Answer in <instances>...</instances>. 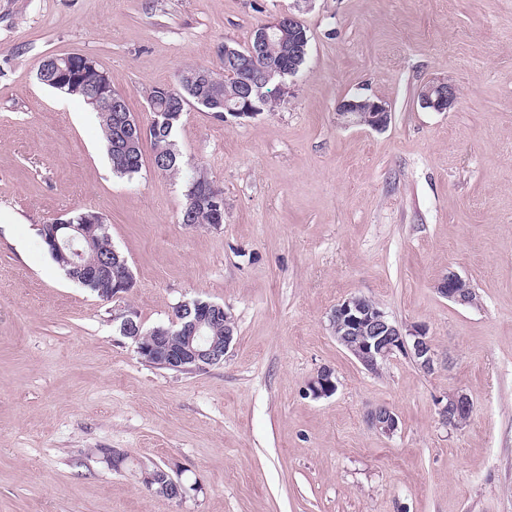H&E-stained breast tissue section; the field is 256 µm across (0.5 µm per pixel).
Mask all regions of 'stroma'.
I'll return each mask as SVG.
<instances>
[{"label":"stroma","instance_id":"35a3bbf8","mask_svg":"<svg viewBox=\"0 0 512 512\" xmlns=\"http://www.w3.org/2000/svg\"><path fill=\"white\" fill-rule=\"evenodd\" d=\"M288 12L309 48L287 94L241 123L190 108L176 176L148 142L115 176L97 112L37 79L90 57L147 128L153 87ZM438 80L445 112L419 104ZM354 96L387 102L385 131L337 126ZM194 166L221 228L180 222ZM85 211L132 271L120 298L67 279L38 234ZM451 271L476 304L438 293ZM355 295L425 325L435 371L398 353L367 372L328 327ZM193 299L235 320L223 363L160 369L119 332L123 311L150 329ZM324 367L336 393L306 395ZM376 405L393 436L367 425ZM156 466L185 499L147 489ZM0 512H512V0H0ZM456 98L455 88L445 81L432 82L420 95L421 105L436 112L447 111ZM471 414V403L464 394L449 396L447 402L440 408L443 423L453 428L466 422ZM367 420L372 429L388 437L393 436L399 427L396 414L387 406L371 408L368 411Z\"/></svg>","mask_w":512,"mask_h":512}]
</instances>
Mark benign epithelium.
I'll use <instances>...</instances> for the list:
<instances>
[{"label": "benign epithelium", "mask_w": 512, "mask_h": 512, "mask_svg": "<svg viewBox=\"0 0 512 512\" xmlns=\"http://www.w3.org/2000/svg\"><path fill=\"white\" fill-rule=\"evenodd\" d=\"M279 34L288 53V59L305 57L307 38L303 24L290 14H280L254 30L253 42L249 45L250 67L259 69L265 78L271 79L277 73L275 66L263 60L265 45L271 36ZM57 72L55 86L64 84L77 73V65L92 64L91 58L80 55L76 58L55 56L52 58ZM453 85L438 81L429 84L420 95L421 105L436 112L447 111L456 101ZM391 121L388 104L371 97H352L341 100L336 107V123L342 127L366 126L376 131L386 129ZM196 183L214 211L215 224L221 227L224 219V197L217 193V187L203 168L195 170ZM97 223L79 220H58L53 225L50 246L60 264L73 263L75 245L92 244L96 239ZM97 269L112 279V292L107 299L119 297L126 290L129 269L126 259L117 251L112 258L102 260ZM437 291L443 297L459 304H471L475 293L469 283L456 273H450L437 284ZM224 318V339L205 335L212 323ZM137 315L129 310L119 316L121 334L137 346L140 357L157 367L176 372L204 370L224 361V355L234 340V320L224 306L195 299L184 301L174 308L172 324L180 327L179 336L171 335L172 328H155L151 335L141 333ZM329 328L336 341L347 349L371 372L378 373L382 365L397 352L411 357L424 371L435 369L436 354L423 325L403 327L391 320L386 312L363 296H351L336 304L329 315ZM337 389L336 376L332 369L324 368L307 383V391L315 399L329 397ZM472 414V406L466 395L448 397L440 408L441 419L449 427L456 428L466 422ZM367 420L372 429L381 435L392 436L399 427L396 414L387 406L371 408ZM143 482L156 495L180 501L185 488L167 478L162 469L146 472Z\"/></svg>", "instance_id": "benign-epithelium-1"}]
</instances>
